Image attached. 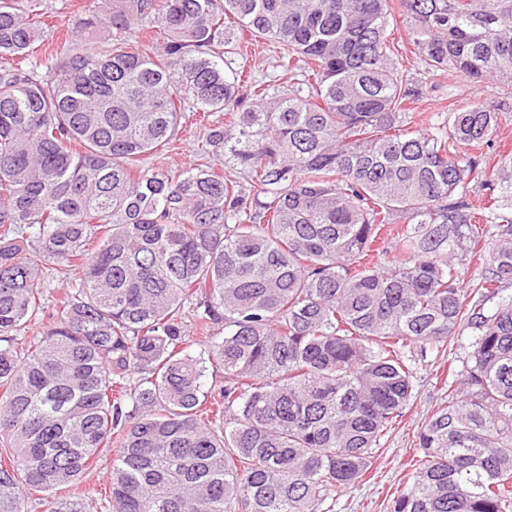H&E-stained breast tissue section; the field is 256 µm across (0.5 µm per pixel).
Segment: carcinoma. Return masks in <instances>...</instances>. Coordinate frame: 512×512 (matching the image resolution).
<instances>
[{
    "mask_svg": "<svg viewBox=\"0 0 512 512\" xmlns=\"http://www.w3.org/2000/svg\"><path fill=\"white\" fill-rule=\"evenodd\" d=\"M398 7L411 70L392 0H112L43 73L45 14L0 0V512H85L114 435L102 512H335L464 336L390 512H512V154L485 161L512 105L408 112L429 77L512 82V0ZM187 112L224 121L179 168ZM266 42V43H263ZM243 52L247 54L250 64L255 65L254 75L256 79H277L272 78L275 75L281 74L279 68H275L277 63L275 62L276 54L273 52V44L267 41L254 39L252 40L249 34L244 35V41L242 42ZM274 66V67H273ZM271 77H268V76ZM189 332V340L192 341V346L190 348V351L192 353V355L194 356H199L201 355L202 357L205 358V361H206V366H207V379H208V382L209 384L213 381L215 383V381H217V384H219L220 381L224 382V371L221 367H219L218 365L215 367V365H211L207 358H208V353H207V346L206 345H201L198 340L200 339V335L196 334V332L194 331L193 328L189 327L188 328ZM112 441L113 442L110 446L101 449L98 456L93 461L92 467L87 470L84 475L80 491L90 492V495H93L94 499H96L93 500L92 503L89 502L88 512L100 511L98 506L99 500H97V497H99L98 492H100L101 489L104 494V488L108 487V477L111 471L112 462L116 457L117 449L120 446L116 438Z\"/></svg>",
    "mask_w": 512,
    "mask_h": 512,
    "instance_id": "obj_1",
    "label": "carcinoma"
}]
</instances>
